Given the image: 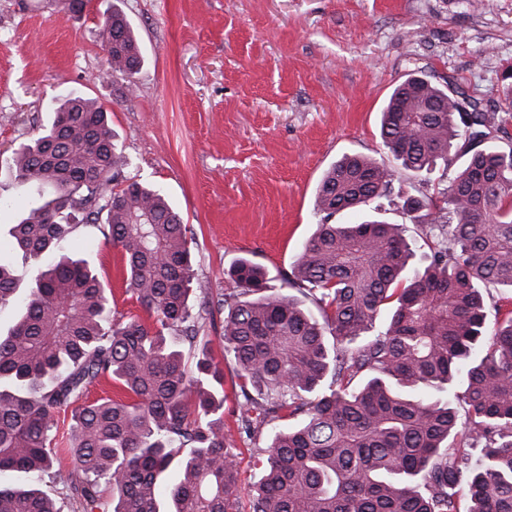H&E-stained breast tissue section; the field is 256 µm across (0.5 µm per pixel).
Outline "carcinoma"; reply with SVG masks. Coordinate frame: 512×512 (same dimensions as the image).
Wrapping results in <instances>:
<instances>
[{
    "label": "carcinoma",
    "instance_id": "cac0c4a2",
    "mask_svg": "<svg viewBox=\"0 0 512 512\" xmlns=\"http://www.w3.org/2000/svg\"><path fill=\"white\" fill-rule=\"evenodd\" d=\"M98 37L135 89L142 55L125 15L103 13ZM52 113L7 161L17 191L39 200L9 229L31 262L24 294L0 259V307H16L0 330V476L28 478L0 480V512H60L35 488L51 471L84 512L103 509L106 487L110 512H238L226 367L242 396L239 429L267 439L251 512H512V147L489 142L494 117L478 100L404 80L380 124L397 168L341 158L318 184L316 231L288 289H270L265 268L240 258L216 294L194 286L193 229L160 190L123 175L110 110L70 92ZM458 155L467 160L448 186L402 203L431 242L425 262L399 224L336 222L378 210L396 170L427 181ZM80 224L118 250L149 322L112 317L111 289L69 248ZM493 290L505 296L490 320ZM216 313L222 363L206 330ZM102 379L131 401L84 402ZM67 410L65 475L53 429Z\"/></svg>",
    "mask_w": 512,
    "mask_h": 512
}]
</instances>
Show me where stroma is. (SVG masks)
Instances as JSON below:
<instances>
[{"instance_id": "stroma-1", "label": "stroma", "mask_w": 512, "mask_h": 512, "mask_svg": "<svg viewBox=\"0 0 512 512\" xmlns=\"http://www.w3.org/2000/svg\"><path fill=\"white\" fill-rule=\"evenodd\" d=\"M39 0H0V256L19 278L28 265L9 228L28 201L6 160L47 125L50 102L79 91L111 109L129 161L125 173L160 188L195 233V276L218 292L247 257L284 286L294 256L315 230V188L346 154L387 153L380 113L392 89L418 73L503 114L512 73V0H91L84 12L43 10ZM130 21L144 63L133 95L107 77L98 28L103 12ZM72 248L112 290L126 320L130 298L118 254L92 226ZM232 382L224 430L240 450V512L267 441L241 433Z\"/></svg>"}]
</instances>
